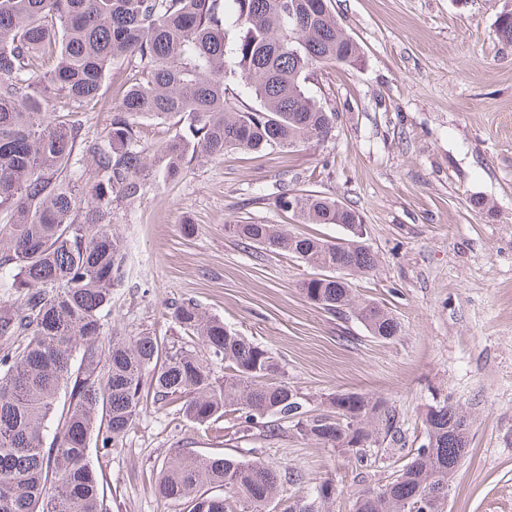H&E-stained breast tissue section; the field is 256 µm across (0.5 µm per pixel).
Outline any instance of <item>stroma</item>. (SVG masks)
I'll list each match as a JSON object with an SVG mask.
<instances>
[{"label":"stroma","mask_w":512,"mask_h":512,"mask_svg":"<svg viewBox=\"0 0 512 512\" xmlns=\"http://www.w3.org/2000/svg\"><path fill=\"white\" fill-rule=\"evenodd\" d=\"M332 5L361 49L359 65L323 66L308 83L336 114L333 138L293 152L231 151L113 202L126 275L112 290L104 335L149 332L182 344L171 307L196 303L268 349L311 413L332 393L379 398L401 439L382 436L343 455L284 421L273 435L244 437L228 416L218 434L148 401L122 445L89 448L108 512H184L154 484L185 451L298 471L281 512L325 482L335 489L326 512H353L360 492L391 481L425 444L424 412L442 401L470 418L447 512H512V44L496 33L512 0ZM284 189L318 191L360 213L378 263L352 288L397 319L398 336H371L352 315L324 311L301 291L310 267L272 252L255 257L225 232L251 220L345 237L336 225L295 223L274 204Z\"/></svg>","instance_id":"stroma-1"}]
</instances>
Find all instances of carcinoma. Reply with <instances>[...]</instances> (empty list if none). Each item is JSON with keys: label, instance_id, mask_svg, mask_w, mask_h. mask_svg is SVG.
Wrapping results in <instances>:
<instances>
[{"label": "carcinoma", "instance_id": "1", "mask_svg": "<svg viewBox=\"0 0 512 512\" xmlns=\"http://www.w3.org/2000/svg\"><path fill=\"white\" fill-rule=\"evenodd\" d=\"M360 58L332 0H0V288L15 294L0 313V337H24L0 354V512H107L89 443L123 441L143 410L148 371L153 398L199 425L218 428L229 412L240 431L271 434V420H286L334 449L350 432L397 433L394 411L357 393L346 407L331 394L328 411L309 414L297 387L273 381L279 364L267 349L190 302L173 318L224 363L222 381L186 345L167 348L148 333L101 341L112 287L125 274L114 200L135 199L152 176L173 181L192 161L332 138L336 113L309 95L306 80L322 65ZM125 65L140 78L91 136L85 114L102 107L104 80ZM234 84L257 106L242 104ZM142 118H176L189 135L150 156ZM290 198L301 224L361 223L314 191L283 192L275 206L288 211ZM224 230L317 270L302 291L325 311L349 312L382 339L398 334L387 311L355 300L349 277L372 273L376 257L354 233L332 243L257 222ZM423 424L426 444L391 482L356 498L355 512H447L436 492L465 454L469 423L445 401L428 407ZM297 481L298 472L260 459L183 453L163 467L155 492L187 512H270L283 485ZM324 490L290 512H319Z\"/></svg>", "mask_w": 512, "mask_h": 512}]
</instances>
